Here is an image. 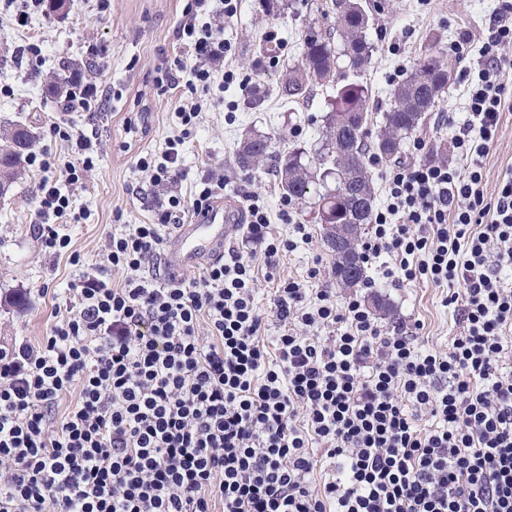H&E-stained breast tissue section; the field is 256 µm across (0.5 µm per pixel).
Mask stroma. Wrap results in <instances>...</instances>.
I'll return each mask as SVG.
<instances>
[{
	"label": "stroma",
	"instance_id": "1",
	"mask_svg": "<svg viewBox=\"0 0 512 512\" xmlns=\"http://www.w3.org/2000/svg\"><path fill=\"white\" fill-rule=\"evenodd\" d=\"M333 0H290L278 13L266 12L263 0H240L237 16L216 15L224 37L232 45V65L250 80V90L230 85L225 91L197 92L201 112L192 135L181 153L182 177L165 186H154L138 160L165 148V139L177 124L179 93L160 85L166 67L183 48L175 37L182 21V0H112L108 12H99L94 0H76L64 15L33 13L26 33L15 31L10 15L11 0H0V127L23 122L36 135L35 148H42L46 126L59 118L83 125L99 143L94 168L83 183L71 186L74 206L85 217L63 224L60 234L70 239V252L80 254L83 264H70L67 255L49 254L37 238L39 218L35 193L41 174L27 170L5 198H0V345L16 337L37 342L52 322L55 303L66 296L70 282L81 267H93L102 257L109 236L125 225L147 221L164 196L189 197L203 174L224 175V194L237 198L243 192H258L272 220V232L288 237L292 228L279 218L283 194L271 165L246 171L237 163L241 140L253 133L272 139L274 151L313 148L323 118L338 91L337 85L315 88L304 101L294 103L282 94L288 70L297 63L302 40L309 30L332 27L336 14ZM373 14L369 38L377 47L372 62L358 82L368 90L372 121L378 131L382 114L391 104V91L418 61L427 40L447 52L448 44L461 31L470 32L473 48H480L494 22L495 0H371ZM275 31V41L263 38ZM39 42L40 63H29L19 48L27 41ZM76 61L86 79L101 83L110 93L101 111L66 113L57 98L44 87L48 73L63 62ZM461 78H454L436 111L428 113L417 131L431 150L430 159L445 160L452 154L455 130L443 123V112H463ZM512 169V112L503 113L497 140L483 160V186L494 196L504 173ZM296 219L306 224L309 242L280 257L275 267L259 265L256 301L268 309L271 278H302L308 266L320 262L324 283L338 300L358 296L369 301L378 295L392 307L393 316L377 315L385 331L414 333L422 348L447 351L462 329L453 308L443 299L446 287L420 282L404 287L380 279L378 268L368 276L378 279L377 288H340L332 274V256L323 241L321 225L313 219V207L300 204Z\"/></svg>",
	"mask_w": 512,
	"mask_h": 512
}]
</instances>
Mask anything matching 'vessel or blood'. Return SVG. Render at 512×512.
<instances>
[{"label":"vessel or blood","instance_id":"obj_1","mask_svg":"<svg viewBox=\"0 0 512 512\" xmlns=\"http://www.w3.org/2000/svg\"><path fill=\"white\" fill-rule=\"evenodd\" d=\"M242 222L238 203L219 198L205 212L175 225L168 240L174 270L195 268L223 258L225 243Z\"/></svg>","mask_w":512,"mask_h":512}]
</instances>
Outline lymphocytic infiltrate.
Returning a JSON list of instances; mask_svg holds the SVG:
<instances>
[{"mask_svg":"<svg viewBox=\"0 0 512 512\" xmlns=\"http://www.w3.org/2000/svg\"><path fill=\"white\" fill-rule=\"evenodd\" d=\"M208 2L186 0L176 32L194 65L175 59L164 76L189 92L179 124L165 150L138 160L159 185L180 176L197 89L249 86L224 64L231 45ZM496 12L476 64L468 34L449 45L466 84L454 160L389 167L361 251L392 284H457L446 302L463 330L447 351L385 335L362 300L340 303L322 287L318 265L274 282L262 311L256 258L273 266L311 237L288 199L280 219L294 237L274 236L249 192L223 259L165 279L156 267L172 227L224 189L208 176L191 201L168 196L149 223L111 235L103 264L74 279L40 342L0 347V512H512V286L499 275L512 266V175L490 198L482 174L512 109V0ZM45 135L75 153L45 147L28 159L43 174L37 235L68 253L58 227L79 216L60 184L93 168L95 148L74 123ZM271 317L280 335L266 336Z\"/></svg>","mask_w":512,"mask_h":512,"instance_id":"f902f5d3","label":"lymphocytic infiltrate"}]
</instances>
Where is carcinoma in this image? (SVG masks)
Returning a JSON list of instances; mask_svg holds the SVG:
<instances>
[{
  "label": "carcinoma",
  "mask_w": 512,
  "mask_h": 512,
  "mask_svg": "<svg viewBox=\"0 0 512 512\" xmlns=\"http://www.w3.org/2000/svg\"><path fill=\"white\" fill-rule=\"evenodd\" d=\"M336 33L309 30L298 63L288 71L284 95L292 102L306 99L318 86L359 76L371 63L375 45L369 39L371 10L367 0H334ZM448 60L430 45L412 71L393 90L391 108L373 136L358 137L353 131L370 124L367 89L358 83L340 88L331 103L334 116H325L316 149L318 165L304 159L307 150L287 153L272 151L271 138L251 135V151L239 149L237 162L242 167L270 160L286 198L304 202L311 187L317 192L314 209L331 199L336 222L355 225L356 234L343 248L334 251L336 282L344 288L357 286L366 278L360 243L366 225L372 223L376 189L367 158L374 155L387 165L401 157L403 146L448 91ZM35 135L23 123L0 130V198L25 170Z\"/></svg>",
  "instance_id": "cac0c4a2"
}]
</instances>
